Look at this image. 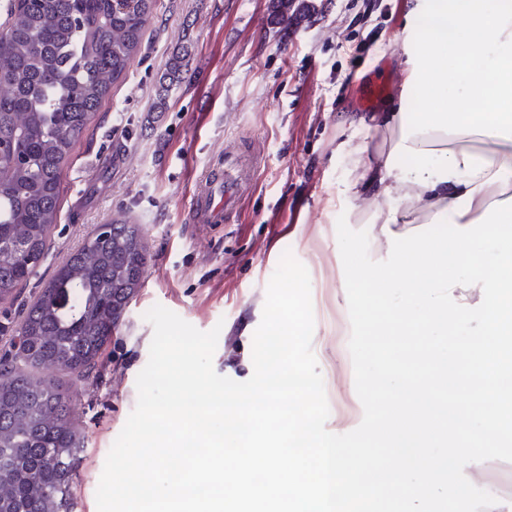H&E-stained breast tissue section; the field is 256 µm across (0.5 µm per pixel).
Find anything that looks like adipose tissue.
<instances>
[{"label": "adipose tissue", "instance_id": "1", "mask_svg": "<svg viewBox=\"0 0 512 512\" xmlns=\"http://www.w3.org/2000/svg\"><path fill=\"white\" fill-rule=\"evenodd\" d=\"M417 21L402 43L404 78L396 106L382 117L387 147H351L357 173L346 187L356 209L370 213L375 237L389 245L355 284V313L370 342L388 356L366 383L386 392L377 424L345 447L330 444L316 418L296 419L277 402L273 383L295 365H262L251 391L229 397L223 437L161 402L172 444L156 449L139 474L113 475L120 496L143 501L146 512H180L190 488L167 467L185 438L206 455L228 461L211 477L222 512H347L339 487L378 491L382 512H446L449 482H470L459 459L512 453V0H410ZM419 92L423 104L405 102ZM451 217V236L424 234L420 218ZM498 244L485 267L477 252L483 235ZM467 260L460 281L456 267ZM485 291L476 335L458 327L473 312L455 297L460 285ZM399 289L397 300L383 291ZM499 362L494 383L486 367Z\"/></svg>", "mask_w": 512, "mask_h": 512}]
</instances>
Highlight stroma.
Here are the masks:
<instances>
[{"label":"stroma","instance_id":"obj_1","mask_svg":"<svg viewBox=\"0 0 512 512\" xmlns=\"http://www.w3.org/2000/svg\"><path fill=\"white\" fill-rule=\"evenodd\" d=\"M304 0L298 23L278 0H154L141 47L113 84L62 170L59 221L35 277L0 302V358L14 355L21 308L42 280L99 224L127 215L151 260L123 324L90 377L57 378L74 409L84 452L72 488L76 512H97L106 457L137 404L160 304L199 330L219 328L215 371L243 382L266 288L284 252L308 270L312 350L330 409L327 429L363 418L349 351L345 258L368 266L382 244L345 194L355 174L342 145L386 146L388 130L360 125L383 112L402 79L398 47L406 0ZM191 55L180 87L159 97L169 60ZM247 178L220 224L193 216L209 167ZM479 479L455 490L453 512H512V454L464 461Z\"/></svg>","mask_w":512,"mask_h":512}]
</instances>
